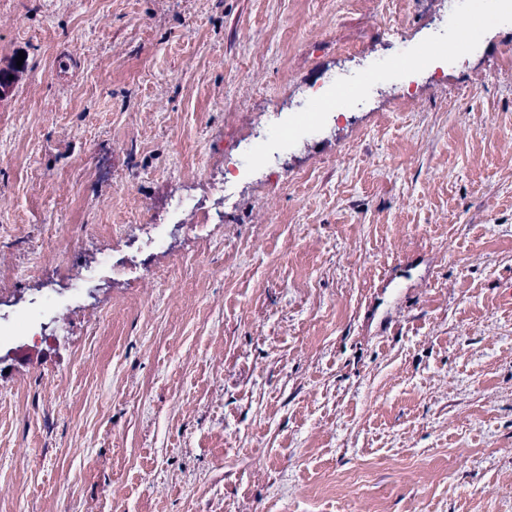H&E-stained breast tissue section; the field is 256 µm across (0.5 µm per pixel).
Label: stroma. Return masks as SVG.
<instances>
[{
  "instance_id": "obj_1",
  "label": "stroma",
  "mask_w": 512,
  "mask_h": 512,
  "mask_svg": "<svg viewBox=\"0 0 512 512\" xmlns=\"http://www.w3.org/2000/svg\"><path fill=\"white\" fill-rule=\"evenodd\" d=\"M447 14L0 0V288L122 261L0 377V512H512V10L416 66ZM268 122L294 133L239 160ZM154 224L167 251L129 248Z\"/></svg>"
}]
</instances>
